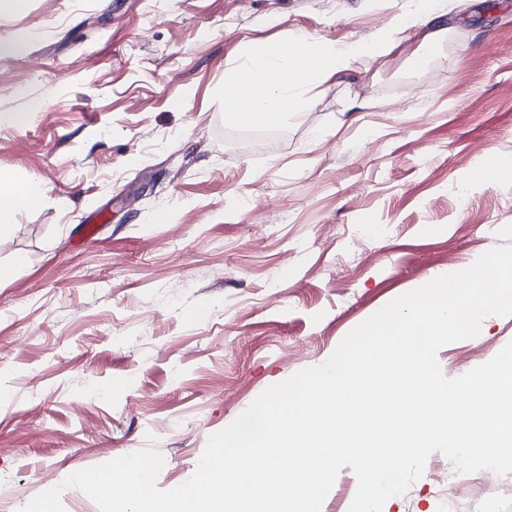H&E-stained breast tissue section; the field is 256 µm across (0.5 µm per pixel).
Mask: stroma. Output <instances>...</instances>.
<instances>
[{"instance_id":"obj_1","label":"stroma","mask_w":512,"mask_h":512,"mask_svg":"<svg viewBox=\"0 0 512 512\" xmlns=\"http://www.w3.org/2000/svg\"><path fill=\"white\" fill-rule=\"evenodd\" d=\"M401 4L0 9V43L23 45L0 55V171L44 185L0 234V512L151 445L158 488L178 486L266 388L396 297L512 245V0L396 34L272 139L239 138L224 112V74L250 47L346 46L394 28ZM489 164L495 178L476 179ZM511 341L512 315L490 316L437 359L455 378ZM452 467L433 453L383 512H448L433 482ZM456 497L457 512H512V473L478 471ZM61 501L99 512L76 488Z\"/></svg>"}]
</instances>
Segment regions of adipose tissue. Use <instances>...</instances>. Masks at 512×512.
Instances as JSON below:
<instances>
[{
    "instance_id": "1",
    "label": "adipose tissue",
    "mask_w": 512,
    "mask_h": 512,
    "mask_svg": "<svg viewBox=\"0 0 512 512\" xmlns=\"http://www.w3.org/2000/svg\"><path fill=\"white\" fill-rule=\"evenodd\" d=\"M392 33L379 31L343 47L307 36L292 38L284 48L275 43L256 46L225 76V89L236 92L238 98L225 101L224 110L249 127L278 122L286 114L301 111L306 91L345 71L353 58L388 55L394 47ZM42 194L39 180L20 184L0 172V223L32 207Z\"/></svg>"
}]
</instances>
